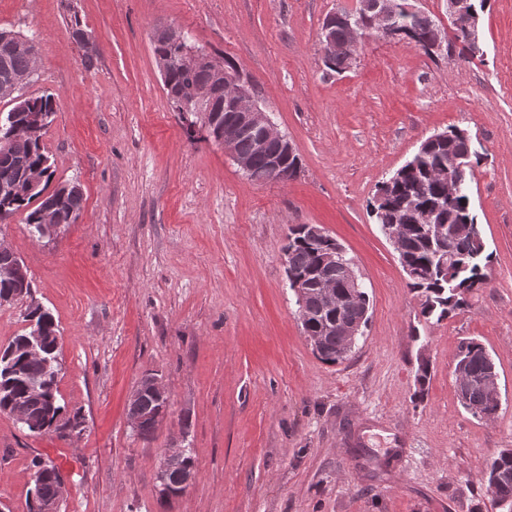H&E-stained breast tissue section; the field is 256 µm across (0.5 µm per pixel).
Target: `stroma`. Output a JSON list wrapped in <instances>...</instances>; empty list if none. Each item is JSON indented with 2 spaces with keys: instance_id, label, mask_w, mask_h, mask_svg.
Returning <instances> with one entry per match:
<instances>
[{
  "instance_id": "obj_1",
  "label": "stroma",
  "mask_w": 512,
  "mask_h": 512,
  "mask_svg": "<svg viewBox=\"0 0 512 512\" xmlns=\"http://www.w3.org/2000/svg\"><path fill=\"white\" fill-rule=\"evenodd\" d=\"M357 4L0 0V28L37 49L19 96L54 97L42 135L53 181L84 195L54 238L21 213L0 226L58 325L59 403L85 425L70 442L0 412L8 512H27L39 457L67 477L62 512H499L482 477L512 448V0L482 12L483 58L369 35L339 74L320 29ZM166 26L252 82L300 159L296 178L251 181L205 129L187 135L152 49ZM451 126L483 157L470 196L492 262L466 307L436 322L367 205ZM296 224L322 225L369 296L364 335L338 364L315 355L288 286ZM465 338L496 364L490 421L456 395ZM148 374L170 413L145 441L128 399ZM169 448L186 449L196 470L173 501L160 493Z\"/></svg>"
}]
</instances>
